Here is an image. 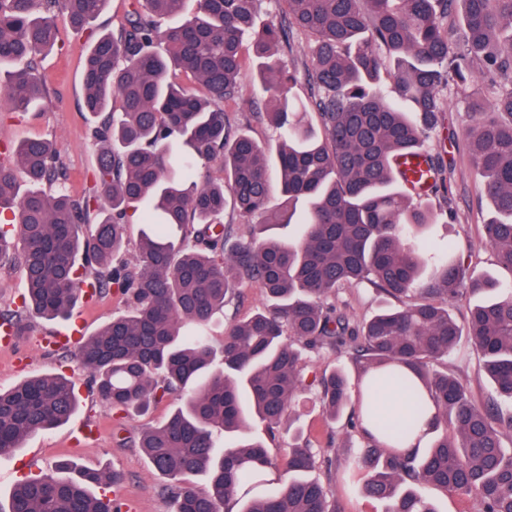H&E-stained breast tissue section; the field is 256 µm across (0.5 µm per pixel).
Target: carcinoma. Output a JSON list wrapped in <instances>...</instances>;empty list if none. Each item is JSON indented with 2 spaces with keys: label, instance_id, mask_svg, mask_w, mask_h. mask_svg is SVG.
<instances>
[{
  "label": "carcinoma",
  "instance_id": "1",
  "mask_svg": "<svg viewBox=\"0 0 512 512\" xmlns=\"http://www.w3.org/2000/svg\"><path fill=\"white\" fill-rule=\"evenodd\" d=\"M130 0L116 31L99 35L84 60L85 107L96 118L98 197L66 193L67 166L52 143L28 138L0 152V262L19 253L27 295L0 326L24 314L69 316L76 282L100 297L115 293L125 311L78 346L98 397L112 408L144 411L175 402L167 421L145 430L139 447L171 480L173 512H342L325 484L308 476L317 454L297 443L286 477L261 494L271 466L265 445L225 438L257 421L271 437L299 393L314 389L329 417L350 402L341 368L307 380L310 353L339 352L359 379L406 394L407 425L390 426L376 391L347 422L345 457L326 459L361 484L385 512H438L420 491L431 488L474 501L475 512H512V409L472 399L448 367L460 344L483 358L499 395L512 403V283L475 279L465 262L445 263L419 285L413 244L432 223L427 199L394 188L395 162L423 158L430 192L446 169L424 144L443 111L444 92L474 74L488 79L468 105L470 159L494 217L484 224L496 265L512 272V0H283L288 17L253 42L258 78L268 91L296 81L277 56L293 31L307 37L309 103L281 97L267 113L278 134L276 158L245 131L232 130L225 106L243 97V42L261 0ZM107 0H0V98L28 112L47 96L37 55L57 41L55 19L80 33ZM392 80V96L377 86ZM317 125L304 121L308 112ZM217 167V175L202 168ZM282 201H273L271 168ZM257 217L248 236L216 217L226 203ZM140 212L136 248L124 245L129 212ZM298 224L293 242L276 226ZM265 290L268 305L234 323L215 349L208 328L230 305L236 286ZM369 283L400 300L353 318L339 300L344 287ZM493 296L463 320L450 307L470 292ZM434 406L418 445L406 434ZM78 399L64 373L36 374L0 390V459L39 431L66 423ZM63 475L31 474L11 495L9 512H120L94 488L116 484L107 469L58 465ZM202 476L204 489L192 478Z\"/></svg>",
  "mask_w": 512,
  "mask_h": 512
}]
</instances>
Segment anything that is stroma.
Listing matches in <instances>:
<instances>
[{
    "label": "stroma",
    "mask_w": 512,
    "mask_h": 512,
    "mask_svg": "<svg viewBox=\"0 0 512 512\" xmlns=\"http://www.w3.org/2000/svg\"><path fill=\"white\" fill-rule=\"evenodd\" d=\"M59 39L53 51L42 61L48 97L43 107L21 116L0 112V146L15 144L31 137L54 141L69 171L67 190L83 196L92 190L96 169V148L90 138V115L83 107L82 60L87 50V35L75 34L66 20H59ZM256 63L246 59L243 71L244 96L231 110L232 119L247 128L262 145L273 148L277 137L264 120L275 99L266 96L254 79ZM479 88L471 83L452 93L440 113L438 125L428 143L432 154L450 162L452 171L446 183L447 194H434L430 203L440 210L438 223L427 225L422 233V281H430L443 262L464 259L475 273L500 282L512 281V273L499 269L483 236L484 225L493 214L489 200L479 188V176L470 162L467 131L472 124L468 102ZM120 297L109 294L89 301H79L72 315L81 322L84 335H92L122 311ZM57 322L28 318L14 344H0V389H8L33 373L65 372L75 384L79 407L70 421L60 427L29 437L24 448L14 456L0 460V512H8L11 492L23 474L54 472L59 462L67 460L86 468H110L122 473L120 483L108 489L118 500L121 512H171L172 505L161 492L163 480L150 467L147 458L134 445L139 434L162 424L173 409L164 400L147 413L125 415L101 401L94 394L91 377L76 360L60 363L54 346L46 339L60 330ZM450 364L468 379L477 403L495 397L494 383L483 369L481 357L467 344H460ZM291 428H280L268 450L272 462L271 477L282 476L288 449L294 434H301L316 448H325L331 437L340 436L343 426L327 422L315 392H303L290 412ZM94 427L92 437L77 440L81 424Z\"/></svg>",
    "instance_id": "1"
}]
</instances>
